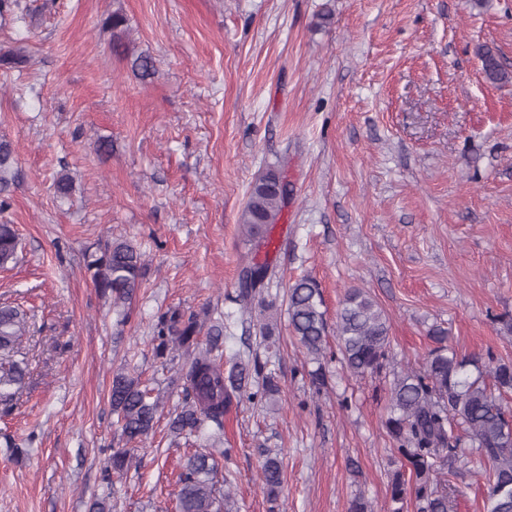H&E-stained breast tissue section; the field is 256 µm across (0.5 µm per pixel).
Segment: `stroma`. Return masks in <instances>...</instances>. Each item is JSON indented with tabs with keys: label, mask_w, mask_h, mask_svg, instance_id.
Here are the masks:
<instances>
[{
	"label": "stroma",
	"mask_w": 512,
	"mask_h": 512,
	"mask_svg": "<svg viewBox=\"0 0 512 512\" xmlns=\"http://www.w3.org/2000/svg\"><path fill=\"white\" fill-rule=\"evenodd\" d=\"M0 17V140L21 177L0 223L21 239L0 269V302L34 314L16 360L29 376L0 436V512H166L184 447L166 426L139 464L106 483L121 365L166 409L180 401L153 353L157 316L211 305L233 319L226 354L271 361L277 404L241 399L224 418L223 472L238 512H267L264 450L279 452L286 512H390L393 370L422 367L432 328L458 354L512 359V83L486 82L485 45L512 68V0H20ZM155 73L138 79L112 51V12ZM328 12V23L318 16ZM110 154L95 150L99 138ZM287 157L288 201L256 258L275 348L237 319L230 297L244 251L240 217L255 177ZM76 190L59 202L60 171ZM123 236L144 254L123 335L84 269L87 250ZM308 276L335 324L347 289L371 294L390 323V366L352 377L336 341L310 360L288 328L287 287ZM323 368L315 389L310 371Z\"/></svg>",
	"instance_id": "obj_1"
}]
</instances>
